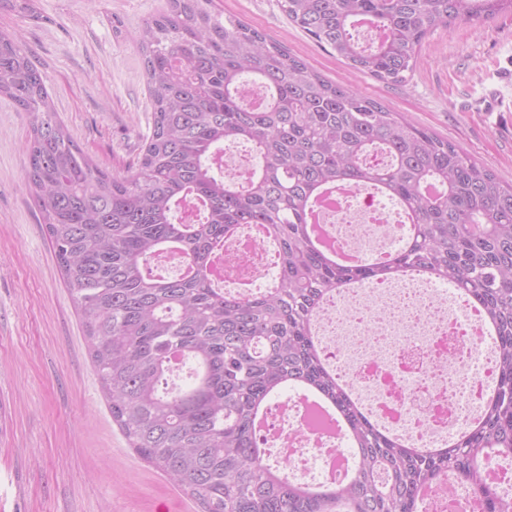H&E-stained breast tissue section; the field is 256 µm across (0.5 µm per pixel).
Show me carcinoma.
Segmentation results:
<instances>
[{"label": "carcinoma", "instance_id": "carcinoma-1", "mask_svg": "<svg viewBox=\"0 0 512 512\" xmlns=\"http://www.w3.org/2000/svg\"><path fill=\"white\" fill-rule=\"evenodd\" d=\"M288 21L360 72L406 81L423 41L457 21L488 18L512 0H280ZM384 29L365 44L359 21ZM144 60L152 132L122 176L87 159L58 120L44 78L15 34L0 33V97L27 113L26 180L64 282L83 319L90 359L112 419L132 448L203 512H422L426 488L453 476L483 512H512L486 483L494 457L512 460V186L454 144L398 112L325 80L251 25L204 0H169L146 21ZM259 83L263 103L249 104ZM253 145L252 178L224 177V142ZM388 158L374 165L370 157ZM340 182L397 200L414 225L387 264L331 261L306 211ZM187 199L199 220H176ZM245 224H263L278 253L276 287L247 297L209 276L212 255ZM169 249L186 266L157 277ZM447 282L483 307L495 330L494 390L434 452L382 427L352 397L316 338V316L354 283L402 271ZM195 365L167 388L172 359ZM288 388L338 410L355 464L322 484L288 478L260 452L257 419ZM183 255L167 250L156 252L149 261V269L156 276H164L173 267L184 266Z\"/></svg>", "mask_w": 512, "mask_h": 512}]
</instances>
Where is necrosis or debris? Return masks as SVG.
<instances>
[{
	"mask_svg": "<svg viewBox=\"0 0 512 512\" xmlns=\"http://www.w3.org/2000/svg\"><path fill=\"white\" fill-rule=\"evenodd\" d=\"M324 211L325 232L341 251L386 252L403 234L394 210L361 189L342 186ZM275 251L261 226L244 225L225 240L216 278L237 292L252 289L275 269ZM316 333L337 373L418 448L440 447L477 414L495 380L489 340L470 311L405 280L332 300L316 318ZM260 439L275 459L287 460L289 477L329 482L347 474L337 437L312 424L300 396L268 407ZM474 498L449 478L429 489L423 509L471 512Z\"/></svg>",
	"mask_w": 512,
	"mask_h": 512,
	"instance_id": "necrosis-or-debris-1",
	"label": "necrosis or debris"
}]
</instances>
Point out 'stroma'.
I'll return each instance as SVG.
<instances>
[{"instance_id": "1", "label": "stroma", "mask_w": 512, "mask_h": 512, "mask_svg": "<svg viewBox=\"0 0 512 512\" xmlns=\"http://www.w3.org/2000/svg\"><path fill=\"white\" fill-rule=\"evenodd\" d=\"M168 0H36L0 6L79 149L111 173L152 130L135 41ZM337 84L402 113L512 184V11L438 29L413 73L389 85L350 68L289 23L279 0H213ZM26 113L0 98V512H202L142 460L112 420L78 308L29 192Z\"/></svg>"}]
</instances>
